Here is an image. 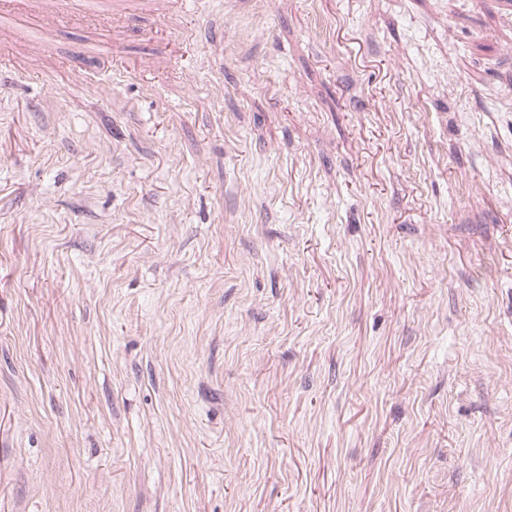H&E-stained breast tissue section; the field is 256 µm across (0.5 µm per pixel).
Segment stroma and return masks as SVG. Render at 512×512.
Returning <instances> with one entry per match:
<instances>
[{
  "label": "stroma",
  "mask_w": 512,
  "mask_h": 512,
  "mask_svg": "<svg viewBox=\"0 0 512 512\" xmlns=\"http://www.w3.org/2000/svg\"><path fill=\"white\" fill-rule=\"evenodd\" d=\"M0 23V512H512V0Z\"/></svg>",
  "instance_id": "1"
}]
</instances>
